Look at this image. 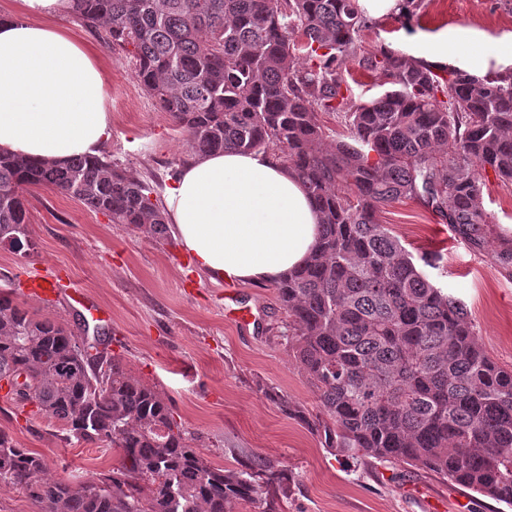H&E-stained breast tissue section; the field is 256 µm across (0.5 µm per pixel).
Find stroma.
Instances as JSON below:
<instances>
[{"label": "stroma", "instance_id": "35a3bbf8", "mask_svg": "<svg viewBox=\"0 0 512 512\" xmlns=\"http://www.w3.org/2000/svg\"><path fill=\"white\" fill-rule=\"evenodd\" d=\"M416 2L410 16L393 11L373 19L363 47L382 44L427 60L436 42H471L475 52L455 59V66L479 75L512 66V0ZM55 24L90 47L107 73L112 134L103 154L164 194L179 163L192 156L184 135L135 79L131 51L109 47L75 15ZM26 198L32 246L23 254L0 244V291L81 330L85 318L66 297L38 300L21 279L36 266L66 269L76 287L111 312L99 346L121 356L133 376L169 403L209 464L234 469L263 460L287 474L290 488L279 512H503L496 500L426 469L372 458L357 465L330 455L319 432L287 410L292 403L312 414L319 401L277 335L288 316L274 285L212 279L176 235L156 243L51 189L31 188ZM381 220L414 256L439 254V263L425 269L429 279L466 305L485 352L512 366V281L490 256L470 253L412 200L394 202ZM229 287L237 309L250 312L248 321L226 316ZM0 430L43 455L52 480L119 462L115 450L70 442L54 419L2 399Z\"/></svg>", "mask_w": 512, "mask_h": 512}]
</instances>
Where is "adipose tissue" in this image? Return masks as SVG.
Returning a JSON list of instances; mask_svg holds the SVG:
<instances>
[{"label":"adipose tissue","mask_w":512,"mask_h":512,"mask_svg":"<svg viewBox=\"0 0 512 512\" xmlns=\"http://www.w3.org/2000/svg\"><path fill=\"white\" fill-rule=\"evenodd\" d=\"M0 17V152L64 162L99 155L111 136L106 74L92 50L54 25L74 0H19ZM165 208L196 267L272 284L304 265L319 214L275 156L227 149L186 165Z\"/></svg>","instance_id":"adipose-tissue-1"}]
</instances>
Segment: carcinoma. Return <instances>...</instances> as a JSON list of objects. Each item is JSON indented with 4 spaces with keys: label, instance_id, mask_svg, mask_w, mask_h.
<instances>
[{
    "label": "carcinoma",
    "instance_id": "obj_1",
    "mask_svg": "<svg viewBox=\"0 0 512 512\" xmlns=\"http://www.w3.org/2000/svg\"><path fill=\"white\" fill-rule=\"evenodd\" d=\"M76 17L133 48L135 78L201 157L272 151L320 214L306 264L276 284L285 337L318 391L314 423L332 454L428 469L512 509V366L493 361L471 314L434 286L381 221L401 199L448 225L512 280V234L484 208L481 174L512 182V67L476 76L385 47L361 50L357 0H76ZM379 70L392 89L351 104L345 73ZM323 112L348 140L330 142ZM45 186L157 241L165 208L105 155L46 163L0 153V238L29 247L26 192ZM0 293V390L55 419L69 441L119 464L76 481L0 431V483L37 512H276L269 464L211 466L171 408L118 356ZM26 374L27 393L11 381Z\"/></svg>",
    "mask_w": 512,
    "mask_h": 512
}]
</instances>
